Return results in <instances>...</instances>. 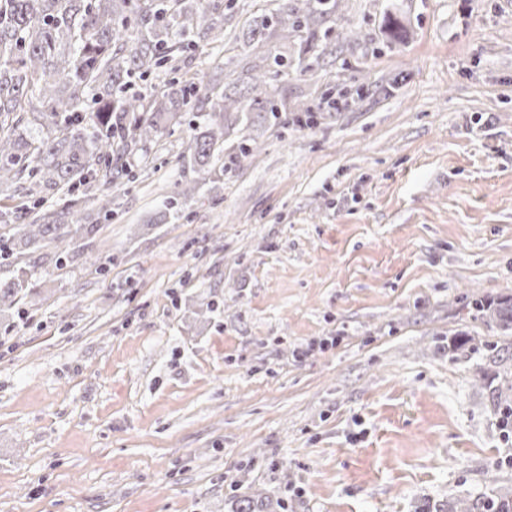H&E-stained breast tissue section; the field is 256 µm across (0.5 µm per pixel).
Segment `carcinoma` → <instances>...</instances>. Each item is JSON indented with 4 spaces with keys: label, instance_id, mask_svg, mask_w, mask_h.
I'll use <instances>...</instances> for the list:
<instances>
[{
    "label": "carcinoma",
    "instance_id": "obj_1",
    "mask_svg": "<svg viewBox=\"0 0 512 512\" xmlns=\"http://www.w3.org/2000/svg\"><path fill=\"white\" fill-rule=\"evenodd\" d=\"M242 31V42L259 63L245 88L181 73L180 54L224 40V0H0V194L20 199L0 209V316L36 305L25 286L26 259L45 244L57 256L69 243L98 231L82 224L77 207L97 201V215L112 216L113 198L100 186L119 187L126 158L145 157L183 114L196 111L182 143V167L224 174V136L241 133L235 157L252 152L247 131L260 126L315 122L308 107L288 118L274 82L326 49L339 0H276ZM299 38L296 53L274 52L267 40ZM163 69L173 78L145 93H128L138 80ZM67 189L62 206L34 217L30 197ZM197 185L175 183L158 209L159 221L180 218L178 198ZM470 312L500 336H512V296L488 304L469 303ZM512 371L497 388L502 411L512 415ZM426 512H512V496L496 489L482 500L457 498Z\"/></svg>",
    "mask_w": 512,
    "mask_h": 512
}]
</instances>
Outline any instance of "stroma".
<instances>
[{"instance_id": "obj_1", "label": "stroma", "mask_w": 512, "mask_h": 512, "mask_svg": "<svg viewBox=\"0 0 512 512\" xmlns=\"http://www.w3.org/2000/svg\"><path fill=\"white\" fill-rule=\"evenodd\" d=\"M269 5L224 0L185 71L242 75ZM328 49L278 98L351 93L331 117L208 177L174 128L93 239L39 250L38 305L0 324V512H420L495 465L512 491L486 348L512 336L464 306L512 294V0H340ZM196 189L197 185L195 183L192 185L186 184L184 187H181L179 182L175 183V191L170 197L163 200L161 207L158 209L160 222L154 224H167L170 220L179 219L178 198L183 197L185 199L191 196Z\"/></svg>"}]
</instances>
